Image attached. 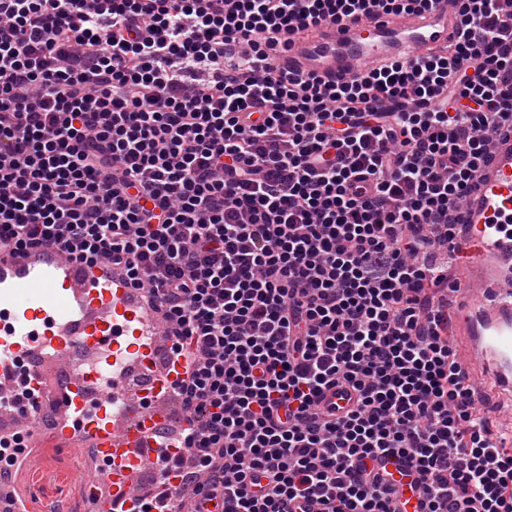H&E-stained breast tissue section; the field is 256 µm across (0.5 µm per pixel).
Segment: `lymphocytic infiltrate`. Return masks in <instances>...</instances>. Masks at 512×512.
Masks as SVG:
<instances>
[{
	"label": "lymphocytic infiltrate",
	"mask_w": 512,
	"mask_h": 512,
	"mask_svg": "<svg viewBox=\"0 0 512 512\" xmlns=\"http://www.w3.org/2000/svg\"><path fill=\"white\" fill-rule=\"evenodd\" d=\"M431 0H0V253L108 262L160 313L197 512H512L448 328L457 211L512 133V12L326 84L289 35ZM357 395L343 415L325 389Z\"/></svg>",
	"instance_id": "obj_1"
}]
</instances>
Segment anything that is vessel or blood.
<instances>
[{
	"mask_svg": "<svg viewBox=\"0 0 512 512\" xmlns=\"http://www.w3.org/2000/svg\"><path fill=\"white\" fill-rule=\"evenodd\" d=\"M459 34L448 0L424 13L373 12L291 37L274 55L292 74L340 82L392 59L426 56ZM512 211V142L497 146L489 176L462 206L458 238L476 265L492 263L478 289L460 287L452 325L464 363L485 389L512 401V239L486 225ZM0 436L22 430L41 444L74 440L106 464L81 485L87 512H131L137 473L157 465L155 434L169 429L186 361L156 365L164 331L136 293L103 264L78 266L46 248L0 254ZM35 394L15 400L17 380Z\"/></svg>",
	"mask_w": 512,
	"mask_h": 512,
	"instance_id": "b4317fda",
	"label": "vessel or blood"
}]
</instances>
